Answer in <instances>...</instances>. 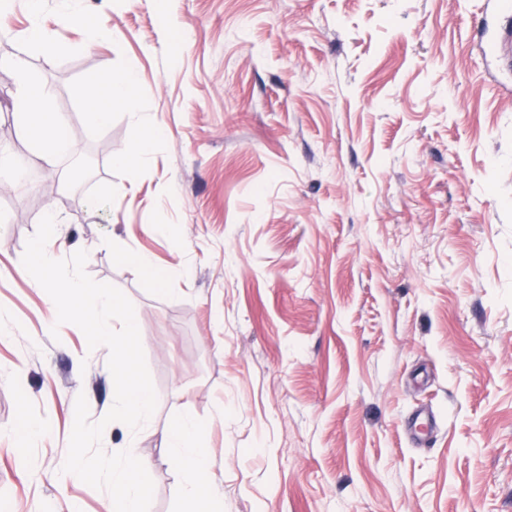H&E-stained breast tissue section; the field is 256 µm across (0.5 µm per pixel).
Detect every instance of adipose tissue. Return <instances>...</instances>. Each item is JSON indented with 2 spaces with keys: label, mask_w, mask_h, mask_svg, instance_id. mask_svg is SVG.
<instances>
[{
  "label": "adipose tissue",
  "mask_w": 512,
  "mask_h": 512,
  "mask_svg": "<svg viewBox=\"0 0 512 512\" xmlns=\"http://www.w3.org/2000/svg\"><path fill=\"white\" fill-rule=\"evenodd\" d=\"M20 77L17 89L19 117L26 128L37 131L38 147L33 163L42 166L55 165L61 153L72 151L64 123L60 117L49 116L47 103L52 95L49 86L32 78L27 73L23 57L12 61ZM138 76L129 71L117 76L112 72L111 62H103L94 81L83 90L85 118L89 124H104L110 117L108 110L99 104L101 95H108L110 104L125 107L130 119H137L135 89ZM202 427L190 415L178 417L169 429L170 458L181 476L180 494L184 512H217L215 504L201 506L198 493L209 478L208 464L211 451L201 442Z\"/></svg>",
  "instance_id": "ef3b65f1"
}]
</instances>
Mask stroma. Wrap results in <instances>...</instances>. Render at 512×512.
I'll list each match as a JSON object with an SVG mask.
<instances>
[{
    "label": "stroma",
    "mask_w": 512,
    "mask_h": 512,
    "mask_svg": "<svg viewBox=\"0 0 512 512\" xmlns=\"http://www.w3.org/2000/svg\"><path fill=\"white\" fill-rule=\"evenodd\" d=\"M485 0H84L112 43L0 23V151L32 156L15 73L52 90L76 146L0 181V512H106L68 480L75 399L112 407L109 350L58 324L22 264L47 208L95 281L132 302L157 395L151 422L106 426L151 463L149 512H181L166 456L181 414L204 429L223 512H512V95L474 35ZM181 50H174L175 36ZM136 71L89 127L103 61ZM143 163L114 166L153 127ZM89 159L68 182L74 157ZM150 254L141 276L121 253ZM432 419L423 440L408 426ZM46 423L21 445L25 423ZM43 0H27L26 5L32 16V22L23 35L27 47L46 50L48 60L58 51L52 46L51 34L40 24L38 18L42 10ZM138 84V76L134 71H128L121 76L112 72L110 61H104L98 72L97 78L88 84L83 90L85 99V118L91 125H102L112 115L99 104L101 91H106L109 97L110 109L112 105L125 107L126 114L133 121H138L139 112H135V89Z\"/></svg>",
    "instance_id": "1"
}]
</instances>
